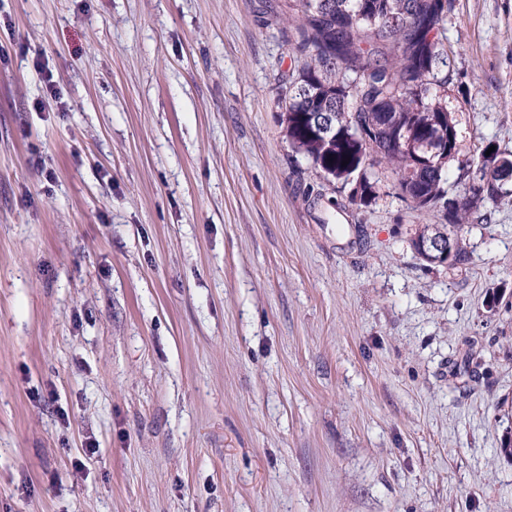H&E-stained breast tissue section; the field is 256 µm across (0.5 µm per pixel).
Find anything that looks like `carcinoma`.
I'll return each mask as SVG.
<instances>
[{"instance_id":"cac0c4a2","label":"carcinoma","mask_w":512,"mask_h":512,"mask_svg":"<svg viewBox=\"0 0 512 512\" xmlns=\"http://www.w3.org/2000/svg\"><path fill=\"white\" fill-rule=\"evenodd\" d=\"M454 2L288 0L297 56L280 94L281 121L295 152L363 206L390 174L415 209L444 220L424 225L411 239L413 249L428 263L450 265L462 260L460 234L477 209L512 198V189L495 183L498 163L512 162L506 151L480 150L458 176L463 193L448 189V158L457 143L446 101L454 80L446 37ZM321 112L332 113L327 130L314 122ZM445 138L448 149L425 153ZM435 234L453 239L450 255L421 250Z\"/></svg>"}]
</instances>
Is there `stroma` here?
I'll return each mask as SVG.
<instances>
[{
    "label": "stroma",
    "instance_id": "obj_1",
    "mask_svg": "<svg viewBox=\"0 0 512 512\" xmlns=\"http://www.w3.org/2000/svg\"><path fill=\"white\" fill-rule=\"evenodd\" d=\"M285 10L0 0V512H512V201L439 265L334 193ZM446 36L454 180L512 152V0Z\"/></svg>",
    "mask_w": 512,
    "mask_h": 512
}]
</instances>
